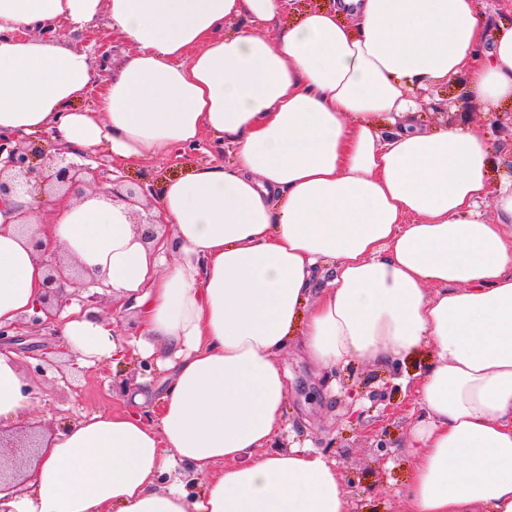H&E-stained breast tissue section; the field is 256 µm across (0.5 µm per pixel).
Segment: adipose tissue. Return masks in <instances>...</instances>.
Instances as JSON below:
<instances>
[{
	"label": "adipose tissue",
	"instance_id": "1",
	"mask_svg": "<svg viewBox=\"0 0 512 512\" xmlns=\"http://www.w3.org/2000/svg\"><path fill=\"white\" fill-rule=\"evenodd\" d=\"M290 7L0 0V133L46 130L59 149L126 165L207 133L231 154L160 183L155 247L105 184L77 201L0 198V326L41 297L39 240L138 309L143 357L167 353L154 422L133 391L128 409L48 434L26 493L0 490V512H349L323 453L274 448L286 424L281 356L295 346L326 370L431 347L399 512H512V182L492 189L482 132L430 133L407 112L412 96L461 74L466 96L497 114L512 100V26L487 34L474 0H337L281 26ZM102 14L128 58L81 110L96 65L30 32L81 30ZM257 24L280 30L270 40ZM21 211L37 239L19 231ZM327 263L334 275L313 293ZM54 330L86 359L125 351L86 310ZM37 396L16 356L0 353V424L27 422ZM177 463L201 494L160 485Z\"/></svg>",
	"mask_w": 512,
	"mask_h": 512
}]
</instances>
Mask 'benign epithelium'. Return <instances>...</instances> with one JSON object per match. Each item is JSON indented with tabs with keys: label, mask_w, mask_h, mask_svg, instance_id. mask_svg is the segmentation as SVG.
I'll return each instance as SVG.
<instances>
[{
	"label": "benign epithelium",
	"mask_w": 512,
	"mask_h": 512,
	"mask_svg": "<svg viewBox=\"0 0 512 512\" xmlns=\"http://www.w3.org/2000/svg\"><path fill=\"white\" fill-rule=\"evenodd\" d=\"M89 171L86 165L66 161V156L48 153L40 146H24L16 135L0 133V197L22 186L30 195L47 197L51 194L68 196L71 188L84 181ZM41 264L46 269V280L40 303L33 314L27 316L29 323L41 325L42 315L49 314L51 305L62 307L69 300L66 287L78 279V272L66 265L54 252L45 250L39 241H34ZM37 448L35 435L26 434L10 439L0 431V457L17 448Z\"/></svg>",
	"instance_id": "7a95c632"
}]
</instances>
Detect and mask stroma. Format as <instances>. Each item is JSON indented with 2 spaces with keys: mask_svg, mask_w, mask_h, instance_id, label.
Returning <instances> with one entry per match:
<instances>
[{
  "mask_svg": "<svg viewBox=\"0 0 512 512\" xmlns=\"http://www.w3.org/2000/svg\"><path fill=\"white\" fill-rule=\"evenodd\" d=\"M57 41L91 53L103 50L106 64L100 77L104 80L124 56L123 46L105 21L81 33L63 31ZM416 104L413 119L419 125L439 129L466 124L479 129L491 145V181L512 176V104L504 106L498 120H490L466 97L459 77L419 95ZM226 159L223 143L208 136L197 149H177L125 169L123 182L144 187L137 204L146 208L163 177L193 166L220 165ZM21 333L26 346L15 355L27 378L41 391L40 402L28 420L36 431L50 433L82 414L122 408V394L112 387L116 380L126 381L131 389L145 386L156 397L161 394V372L147 371L133 352H126L116 364L84 366L75 355L57 354L58 339L51 326H25ZM48 354L54 357L53 366L47 367L45 374H37L36 366ZM430 359L425 350L387 367L355 362L332 374L301 353L288 352L282 363L289 374L285 403L289 428L277 441V448L307 444L325 453L340 477L350 512H397L395 493L412 468L402 444L411 417L419 412L413 383Z\"/></svg>",
  "mask_w": 512,
  "mask_h": 512,
  "instance_id": "1",
  "label": "stroma"
}]
</instances>
